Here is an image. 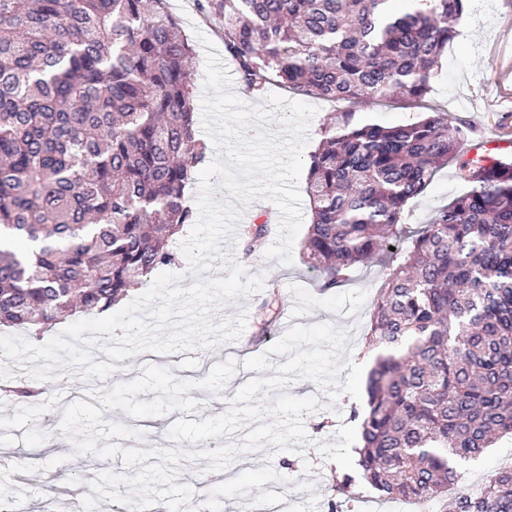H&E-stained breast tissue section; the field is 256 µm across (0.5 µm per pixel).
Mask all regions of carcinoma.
I'll return each instance as SVG.
<instances>
[{
	"mask_svg": "<svg viewBox=\"0 0 512 512\" xmlns=\"http://www.w3.org/2000/svg\"><path fill=\"white\" fill-rule=\"evenodd\" d=\"M198 0L224 18L244 85L325 100L421 102L464 0ZM193 48L166 0H0V326L46 331L104 313L161 267L196 221ZM307 158L303 253L321 288L384 263L372 303L358 469L381 502L451 500L512 512V469L448 497L462 463L512 435V162L462 158L470 126L445 112L383 126L347 110ZM460 161L470 189L400 249L404 206ZM270 232H245L246 251ZM27 407L43 391L19 378Z\"/></svg>",
	"mask_w": 512,
	"mask_h": 512,
	"instance_id": "carcinoma-1",
	"label": "carcinoma"
}]
</instances>
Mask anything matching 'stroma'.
Segmentation results:
<instances>
[{
  "instance_id": "35a3bbf8",
  "label": "stroma",
  "mask_w": 512,
  "mask_h": 512,
  "mask_svg": "<svg viewBox=\"0 0 512 512\" xmlns=\"http://www.w3.org/2000/svg\"><path fill=\"white\" fill-rule=\"evenodd\" d=\"M167 7L196 52V76L201 80L206 61L203 43L211 41L216 50H223V21L217 16L203 19L197 0H167ZM455 28L457 35L449 44L431 81L432 90L421 106L388 100L367 105L366 110L385 125L413 121L424 111L450 112L473 126L475 138L505 145L512 157V0H471ZM270 91L286 100L315 107L311 137L306 145L310 151L317 147L323 125L335 113L348 108L344 102L319 99L277 85L271 86ZM467 189L457 161H450L436 173L427 189L405 206L402 223L419 228ZM266 206L263 199L250 203L232 239L223 241L221 249L234 254L249 274L263 275L265 286L278 291L282 301L280 321L262 327L259 308L263 293L240 297L218 311L219 317L224 318L247 309V324L238 340L208 349L201 357L193 351L160 354L153 360L143 353L128 357L119 361L111 379L105 381L88 382L77 370L66 367L62 370L63 380L43 382L45 398L55 405L94 393L96 400L111 403L110 409L102 414L103 420L143 432V441L124 439L121 447L160 449L172 445L167 432L173 422L181 418L199 422L225 412L237 390L255 378V371L243 367L249 357L246 344L254 336H263L269 346L283 335L285 325L331 324L348 332L345 358L355 363L362 360L367 354L364 335L373 298L382 282V266L376 264L361 270L350 282L325 291L316 272L309 270L301 258L283 264L265 260L260 251L245 252L243 228L262 223ZM354 404V399L343 394L334 408L306 415L309 442L304 455L279 452L270 456L263 450L241 454L225 469V478L286 459L291 467L283 472L282 494L288 502V512H330L337 501V470L351 475L357 472V431L349 419ZM0 451L6 454L0 464V491L20 499L32 512H47L51 504L68 501L71 474L60 469V458L80 467L81 483L86 487L105 472H124L130 476L136 473L118 456L105 459L74 453L60 430L59 419L52 413L29 409L1 396ZM511 459L512 436L497 439L477 459L466 463L465 488L483 483L487 475ZM339 460L344 463L340 469L335 466Z\"/></svg>"
}]
</instances>
